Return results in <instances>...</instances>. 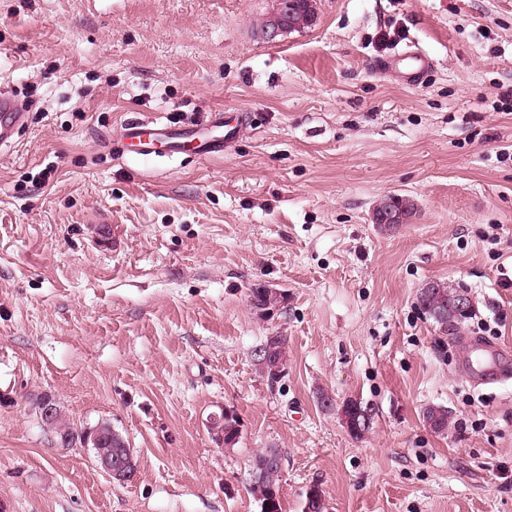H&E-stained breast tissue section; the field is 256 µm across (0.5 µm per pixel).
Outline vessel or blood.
Returning <instances> with one entry per match:
<instances>
[{
  "mask_svg": "<svg viewBox=\"0 0 512 512\" xmlns=\"http://www.w3.org/2000/svg\"><path fill=\"white\" fill-rule=\"evenodd\" d=\"M27 123L11 95L0 92V149L12 147L19 130ZM236 127L225 122L223 113L211 114L205 124L192 128H172L149 119H136L124 124L119 141L121 147H133L142 160L193 155L199 159L219 156L224 141L232 137ZM472 373L476 381H505L512 378L508 364L497 347L480 340H468Z\"/></svg>",
  "mask_w": 512,
  "mask_h": 512,
  "instance_id": "1",
  "label": "vessel or blood"
}]
</instances>
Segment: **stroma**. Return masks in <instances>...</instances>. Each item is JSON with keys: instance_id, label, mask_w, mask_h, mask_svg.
<instances>
[{"instance_id": "1", "label": "stroma", "mask_w": 512, "mask_h": 512, "mask_svg": "<svg viewBox=\"0 0 512 512\" xmlns=\"http://www.w3.org/2000/svg\"><path fill=\"white\" fill-rule=\"evenodd\" d=\"M273 0H0V91L28 122L0 152V503L7 512H260L279 449L284 512H512V380L474 384L466 337L512 350V0H317L260 40ZM391 33L380 43L382 33ZM415 50L403 81L382 69ZM245 114L212 159L112 155L121 125ZM409 223L372 222L386 195ZM432 282L473 318L439 353ZM286 300L260 318L249 290ZM288 338V373L253 361ZM67 421L135 449L119 484ZM360 399L349 434L321 394ZM448 407L447 432L422 420ZM233 410L232 447L208 431ZM405 60H410L412 62L413 66L415 67V69L413 71L407 72V73H403V72L399 71V69H398L399 64ZM384 66L388 70L395 71L396 73L401 75V77H403V78L412 79V78H414V76L417 73H419L421 70L425 69L428 66V59L422 53L407 51L398 56H394L386 64L384 62ZM56 405V415L52 420V422L54 423L53 426L58 430L56 431V433L59 436L60 440L65 441L66 438H69L66 441V445L61 443L63 447H68L67 444H70L71 442V446L76 445L78 442H76L75 444L73 443L74 440L76 439L79 441L81 438V433L84 431L82 435L84 447L96 448L93 450V455L96 456L99 453L102 455L99 458H96L95 462L97 463L98 467L101 468L112 479L113 482L125 484L132 481L135 478L136 473L128 469L123 458L116 456L112 458V455L105 456L107 454H111L117 448H127L130 461L134 463L137 462L134 448H131L129 441L120 432L112 428V425L106 421H102L93 426L94 428H96L97 432L101 435V438L103 439L102 443L99 445V448H97L98 435L96 434V432H94L92 428H87L85 430L81 429L80 431H78L77 429L66 424V422L62 420L61 409L57 400ZM121 441L124 442L127 445V447L121 444ZM321 405L325 410H333L337 408V403H335V399L327 396L326 394L321 395ZM326 400L328 402H326ZM367 410L372 411L370 407L367 405H364L362 401L358 399H347L344 400L341 405L337 408L338 413L342 416L343 419H348L347 423L349 424L352 422L361 412H366ZM362 417L359 419H355V421L351 424L350 430H352L353 433L356 432H364V430L371 429L374 417L372 412H366L363 414H360ZM353 434L355 438H361L363 437V434ZM273 456L281 457L279 449H260L253 458L251 470L259 475L265 489L277 494L280 492V467L269 464L268 459Z\"/></svg>"}]
</instances>
